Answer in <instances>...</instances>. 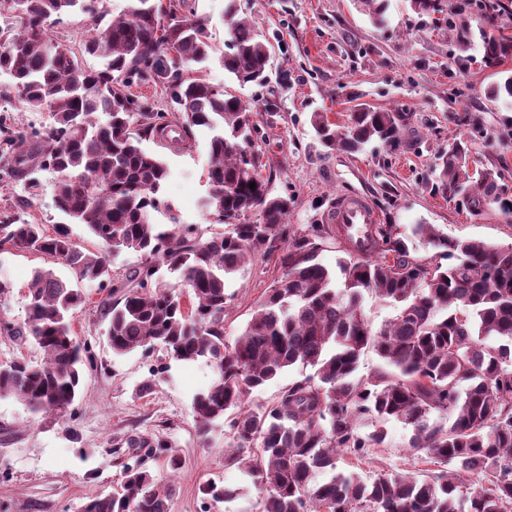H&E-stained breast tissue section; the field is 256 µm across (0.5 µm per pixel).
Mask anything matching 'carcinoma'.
I'll return each mask as SVG.
<instances>
[{"label":"carcinoma","mask_w":512,"mask_h":512,"mask_svg":"<svg viewBox=\"0 0 512 512\" xmlns=\"http://www.w3.org/2000/svg\"><path fill=\"white\" fill-rule=\"evenodd\" d=\"M419 14L443 11V0H410ZM374 24L386 22L387 0H361ZM157 0H132L127 14L102 26L100 5L87 0H0V73L32 111L47 109L53 123L26 139L39 153L12 149L4 128L5 174L48 170L57 208L87 227L97 240L84 251L63 224L47 233L17 212L0 214V245L47 254L89 282L112 280L109 257L132 252L145 264L125 275L107 308L112 352L125 355L154 345L170 358L204 359L216 377L192 400L197 436L205 440L218 421L228 426L230 464L250 477L259 512H504L512 504V243L450 240L430 224L413 234L436 250L442 264L412 253L393 224H378L368 251L349 248L337 262L343 288L319 255L323 234L313 224L295 233L290 199L272 197L253 149L252 108L241 98L185 70L209 60L206 22L187 19L183 5L163 18ZM89 15L91 36L81 53L103 60L84 68L73 48L55 42L50 27L74 8ZM224 70L242 86L267 79L268 42L225 0ZM486 66L512 59V37L481 34ZM486 96L512 104V69ZM161 84L173 113L153 99L127 93L131 84ZM396 112L360 107L336 125L322 112L310 122L321 145L349 155L371 141L400 140ZM210 132L208 196L202 206L224 233L206 241L191 228L160 232L152 214L171 172L145 138L184 146L193 129ZM471 143L454 141L438 157L432 190L459 202L478 218L493 208L512 216L501 174L469 167ZM256 183L250 189V183ZM258 218L251 220V213ZM282 250V274L254 309L243 333L224 342L225 278L252 259ZM177 277L187 293L170 289L160 270ZM366 292L395 306V315L373 329L362 310ZM26 317L0 320V335L32 337L43 359L22 356L0 364V397L31 412L73 416L83 366L94 364L90 346L72 329L71 311L83 293L50 269L34 272ZM499 345H493V342ZM383 366L356 375L365 350ZM296 364L317 369L282 391L270 406H245L252 390ZM373 422L370 431L360 423ZM410 430L408 446L440 466L424 477L380 476L366 482L337 469L340 451L362 456L383 443L384 424ZM469 478V491L460 479ZM174 488L148 470L128 467L120 496L94 494L81 512H170Z\"/></svg>","instance_id":"cac0c4a2"}]
</instances>
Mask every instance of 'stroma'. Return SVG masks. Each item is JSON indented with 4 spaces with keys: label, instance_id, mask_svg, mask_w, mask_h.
I'll return each mask as SVG.
<instances>
[{
    "label": "stroma",
    "instance_id": "1",
    "mask_svg": "<svg viewBox=\"0 0 512 512\" xmlns=\"http://www.w3.org/2000/svg\"><path fill=\"white\" fill-rule=\"evenodd\" d=\"M452 13L420 15L410 0H389L388 23L375 27L361 0H239L240 14L263 36L271 50L264 85H239L223 68L226 22L224 0H186L184 15L206 19L214 54L193 66V75L224 86L250 104L258 131L254 144L269 176L271 195L291 200L293 231L324 225L321 262L335 268L340 256L337 233L329 221L339 196L365 198L382 223L410 232L430 224L451 238L512 243V221L491 211L476 218L454 200L434 194V166L453 141L471 139L477 167L495 168L512 191V105L490 101L486 89L496 69L483 60L480 30L485 21L455 0ZM469 38L471 48L459 52ZM390 110L403 117L401 137L389 146L373 142L355 155H325L310 126L311 113L344 122L359 105ZM0 117L12 127L48 126L49 111L29 110L18 101L7 75L0 74ZM145 150L164 160L171 177L162 196L168 208L153 215L158 230H172V217L193 226L201 239L223 232L208 221L201 203L208 194V134L196 130L190 149H168L144 140ZM36 188L0 172V210L18 205L23 218L45 229L67 225L72 240L85 248L95 241L85 225L70 222L54 202L56 176L34 172ZM140 255H112V280L99 284L42 254L0 248V318L22 323L27 287L36 269L45 268L85 295L74 314V330L90 342L95 366L83 377L75 417L56 421L32 414L13 398H0V512H78L87 497L121 492L124 468L138 464L175 494L170 512H259V493L250 479L227 464L224 429L206 440L196 435L193 396L206 389L215 371L203 360L185 363L155 346L123 356L107 339L108 316L102 308L112 282L141 265ZM279 254L259 257L225 282L224 339L234 343L253 309L280 275ZM153 381L150 394L135 390ZM383 444L357 457L341 452L338 467L369 480L381 475H421L434 465L425 453L409 448V432L396 422L385 425ZM165 441L182 466L169 472L153 449ZM215 482L239 487L231 501L204 495Z\"/></svg>",
    "mask_w": 512,
    "mask_h": 512
}]
</instances>
